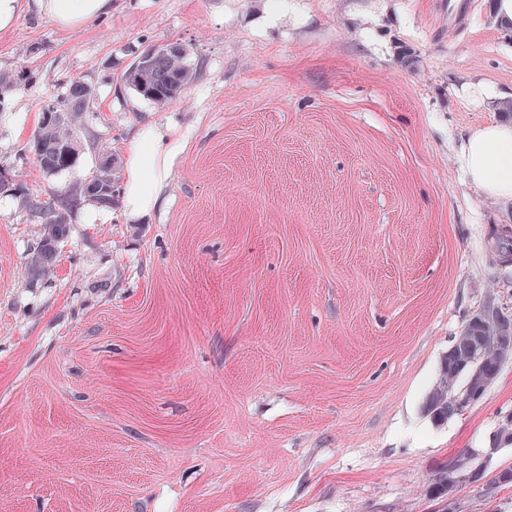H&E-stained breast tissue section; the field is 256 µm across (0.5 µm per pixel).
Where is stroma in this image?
<instances>
[{"label":"stroma","mask_w":512,"mask_h":512,"mask_svg":"<svg viewBox=\"0 0 512 512\" xmlns=\"http://www.w3.org/2000/svg\"><path fill=\"white\" fill-rule=\"evenodd\" d=\"M113 0L68 31L23 14L0 73V167L48 199L143 122L182 149L162 206L71 210L53 270L0 195V512H512V361L448 421L424 406L486 303L512 317L490 251L512 202L460 164L463 135L512 92V30L490 0ZM170 43L195 72L144 100L122 75ZM94 89L74 168L31 143L66 81ZM481 478L425 488L448 460ZM26 75L27 70L25 65L17 66L16 69L10 72L0 73V105L2 108L5 105L8 94L27 81Z\"/></svg>","instance_id":"obj_1"}]
</instances>
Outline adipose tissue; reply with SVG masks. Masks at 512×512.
Wrapping results in <instances>:
<instances>
[{"label":"adipose tissue","instance_id":"obj_1","mask_svg":"<svg viewBox=\"0 0 512 512\" xmlns=\"http://www.w3.org/2000/svg\"><path fill=\"white\" fill-rule=\"evenodd\" d=\"M112 0H0V31L12 28L32 12L62 29H77L107 16ZM180 145L175 124L147 122L134 132L125 159L121 207L127 222L149 216L163 202L170 178V158ZM462 168L481 194L493 201H512V124L494 122L468 133L460 157Z\"/></svg>","mask_w":512,"mask_h":512}]
</instances>
